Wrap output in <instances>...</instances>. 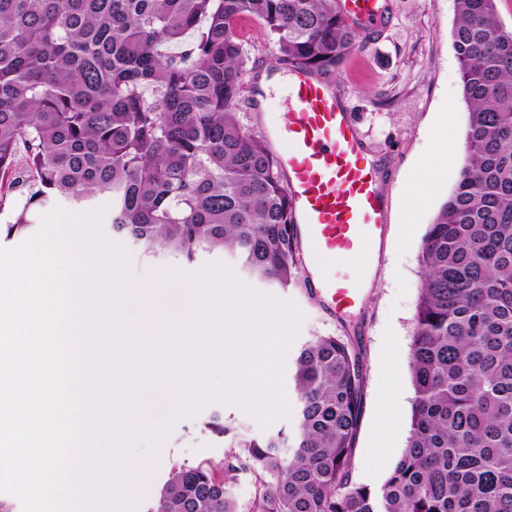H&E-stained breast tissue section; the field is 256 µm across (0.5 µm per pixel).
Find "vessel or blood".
<instances>
[{
  "mask_svg": "<svg viewBox=\"0 0 512 512\" xmlns=\"http://www.w3.org/2000/svg\"><path fill=\"white\" fill-rule=\"evenodd\" d=\"M294 76L288 126L272 137L294 203L298 250L309 267L348 254L375 260L386 222L381 173L331 85L299 70ZM313 289L328 310L347 311L361 303L364 279L340 272Z\"/></svg>",
  "mask_w": 512,
  "mask_h": 512,
  "instance_id": "1",
  "label": "vessel or blood"
}]
</instances>
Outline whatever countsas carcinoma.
I'll return each instance as SVG.
<instances>
[{
    "instance_id": "obj_1",
    "label": "carcinoma",
    "mask_w": 512,
    "mask_h": 512,
    "mask_svg": "<svg viewBox=\"0 0 512 512\" xmlns=\"http://www.w3.org/2000/svg\"><path fill=\"white\" fill-rule=\"evenodd\" d=\"M466 160L420 245L406 447L377 489L351 464L358 356L315 336L293 359L296 415L231 437L214 464L176 466L152 512H512V30L495 0H457ZM259 19L278 62L327 75L358 45L336 0H0V213L111 199L110 232L143 255L233 256L281 288L299 280L293 204L267 142L242 125L238 22Z\"/></svg>"
}]
</instances>
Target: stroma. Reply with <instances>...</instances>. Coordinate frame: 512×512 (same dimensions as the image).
<instances>
[{
    "label": "stroma",
    "mask_w": 512,
    "mask_h": 512,
    "mask_svg": "<svg viewBox=\"0 0 512 512\" xmlns=\"http://www.w3.org/2000/svg\"><path fill=\"white\" fill-rule=\"evenodd\" d=\"M378 6L380 25L362 27L358 47L331 77L343 104L355 116L370 155L382 163V189L388 205L380 258L369 267L370 286L362 305L349 313H333L319 303L304 276L286 289L243 273L238 276L244 285L294 304L302 312L293 346L315 335H333L359 354L363 404L351 475L355 483L372 488L384 482L407 444L414 397L409 364L422 283L420 244L456 184L465 161L463 144L449 146L447 170L427 186H420L415 172L430 152L436 133L449 129L460 138L468 121L451 39L457 21L456 0H378ZM241 27L247 85L237 110L249 132L266 137L271 125H286L288 109L283 92L277 89L271 91L266 110H257L254 80L274 63L273 47L261 22L247 19ZM119 246L129 281L140 284L155 283L166 275L176 279L178 287L191 289L194 275L205 266L234 264L227 254L204 253L187 265L167 255L144 256L130 241H120ZM291 363V355H284L280 373L287 414L264 423L240 405L227 403L223 406L226 422L256 436L291 428L296 408ZM390 381L398 390V403L392 409L393 433L383 463L372 466L364 453L378 417L380 392ZM168 416L163 405L153 403L135 404L127 416L128 425L136 431L128 456L143 465L141 478L127 484L129 512H150L173 464L193 466L224 458L223 439L203 429L201 414L171 421L170 429L157 435L154 425Z\"/></svg>",
    "instance_id": "35a3bbf8"
}]
</instances>
